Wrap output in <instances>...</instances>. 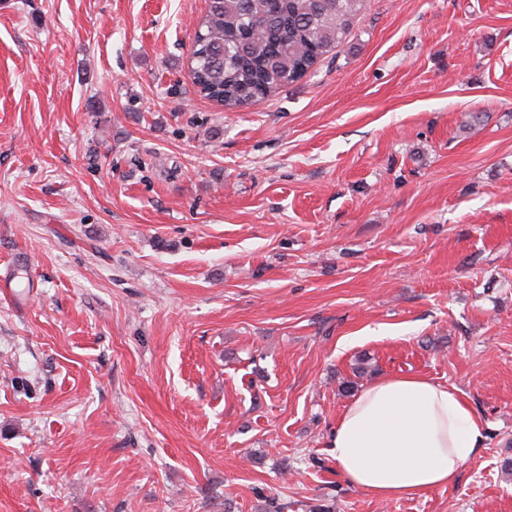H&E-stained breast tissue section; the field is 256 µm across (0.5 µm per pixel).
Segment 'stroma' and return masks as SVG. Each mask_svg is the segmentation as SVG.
Wrapping results in <instances>:
<instances>
[{"mask_svg": "<svg viewBox=\"0 0 512 512\" xmlns=\"http://www.w3.org/2000/svg\"><path fill=\"white\" fill-rule=\"evenodd\" d=\"M206 0H0V512H512V0H363L302 79L197 92ZM487 440L377 500L366 385ZM485 441V422L455 386L426 376L381 378L336 420L329 453L348 485L375 499L453 486Z\"/></svg>", "mask_w": 512, "mask_h": 512, "instance_id": "1", "label": "stroma"}]
</instances>
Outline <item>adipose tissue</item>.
Returning <instances> with one entry per match:
<instances>
[{"instance_id":"1","label":"adipose tissue","mask_w":512,"mask_h":512,"mask_svg":"<svg viewBox=\"0 0 512 512\" xmlns=\"http://www.w3.org/2000/svg\"><path fill=\"white\" fill-rule=\"evenodd\" d=\"M485 441L458 388L416 374L379 379L339 415L329 453L348 485L376 499L453 486Z\"/></svg>"}]
</instances>
